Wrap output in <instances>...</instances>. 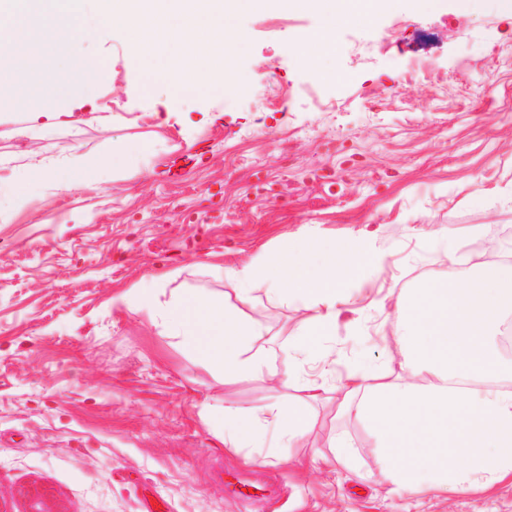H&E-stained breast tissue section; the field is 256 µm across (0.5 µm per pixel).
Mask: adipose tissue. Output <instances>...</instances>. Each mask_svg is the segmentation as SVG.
Returning <instances> with one entry per match:
<instances>
[{
  "label": "adipose tissue",
  "mask_w": 512,
  "mask_h": 512,
  "mask_svg": "<svg viewBox=\"0 0 512 512\" xmlns=\"http://www.w3.org/2000/svg\"><path fill=\"white\" fill-rule=\"evenodd\" d=\"M138 149L130 143L92 161L76 154L56 167L35 161L24 180L13 186L12 202L24 205L29 187L50 176L62 191L79 186L92 170L111 178L127 170ZM371 261L381 269L387 265L386 257H370L360 239L336 243L311 235L297 250L280 248L268 253L261 265L229 267L224 275L240 285L244 303L248 285L265 275L270 301L300 297L314 320L329 329L341 314L345 284ZM112 302L145 311L162 335L177 339L201 365L222 372L225 379L242 381L265 372L271 382L281 380L262 357L265 327L244 319L223 301L187 299L175 292L164 301L159 290L133 288ZM510 302L512 262L482 278H428L415 293L396 296L391 305V340L407 379L392 382L379 373L361 372L337 385L341 410L375 428L374 454L389 493L458 492L512 476V394L489 383L501 372L492 341ZM305 391L294 408L270 400L248 411L219 413L205 399L197 404L198 414L215 427L225 447L237 451L260 440L270 426L292 442L310 430L306 410L322 400L327 386L311 380Z\"/></svg>",
  "instance_id": "ef3b65f1"
}]
</instances>
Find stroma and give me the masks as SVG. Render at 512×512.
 <instances>
[{"instance_id": "obj_1", "label": "stroma", "mask_w": 512, "mask_h": 512, "mask_svg": "<svg viewBox=\"0 0 512 512\" xmlns=\"http://www.w3.org/2000/svg\"><path fill=\"white\" fill-rule=\"evenodd\" d=\"M232 20L236 91L147 86L116 27L85 44L109 79L95 103L57 100L65 125L44 129L30 106L0 104V501L38 485L59 512H240L224 472L241 469L273 491L249 512H512L511 481L389 496L373 429L333 391L351 372L400 374L382 328L393 296L498 266L476 246L512 232V12L498 0L475 12L387 0L371 21L337 27L335 55L312 62L318 14L276 4ZM131 142L142 151L129 173L67 192L47 181L11 208L9 189L35 159ZM313 234L360 238L389 262L348 282L323 335L300 303L268 302L265 281L240 303L222 272ZM175 268L171 288L263 323L270 360L294 381L225 382L142 311L113 307ZM322 354L333 366L326 399L308 409L312 430L291 445L268 432L263 463L246 464L199 417L205 398L243 411L271 395L294 404Z\"/></svg>"}]
</instances>
